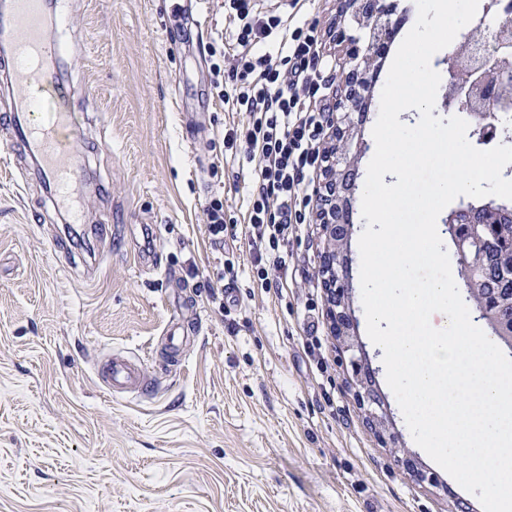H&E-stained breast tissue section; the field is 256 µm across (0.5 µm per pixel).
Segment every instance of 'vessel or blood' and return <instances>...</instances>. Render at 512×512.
Returning <instances> with one entry per match:
<instances>
[{"label": "vessel or blood", "instance_id": "obj_1", "mask_svg": "<svg viewBox=\"0 0 512 512\" xmlns=\"http://www.w3.org/2000/svg\"><path fill=\"white\" fill-rule=\"evenodd\" d=\"M49 10V0H0V59L5 62L0 71L8 88L0 125L11 131V147L35 157L53 186L56 206L79 223L83 211L75 184L85 142L71 87L56 65L61 48L46 35ZM99 381L110 394L127 388L144 395L153 391L141 361L129 357L108 359Z\"/></svg>", "mask_w": 512, "mask_h": 512}]
</instances>
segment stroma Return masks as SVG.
<instances>
[{
	"label": "stroma",
	"instance_id": "stroma-1",
	"mask_svg": "<svg viewBox=\"0 0 512 512\" xmlns=\"http://www.w3.org/2000/svg\"><path fill=\"white\" fill-rule=\"evenodd\" d=\"M336 16L337 0H304L293 23L338 66ZM48 33L88 116L84 221L0 157V512H483L414 442L356 289L389 419L438 486L376 441L328 330L313 219L269 272L280 291L255 284L246 239L211 243L207 200L223 193L243 224L251 185L223 142L249 115L210 87L209 47L235 33L219 0H61ZM173 318L189 338L177 362ZM113 353L144 359L155 397L103 394Z\"/></svg>",
	"mask_w": 512,
	"mask_h": 512
}]
</instances>
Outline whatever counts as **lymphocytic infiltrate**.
Wrapping results in <instances>:
<instances>
[{"label":"lymphocytic infiltrate","mask_w":512,"mask_h":512,"mask_svg":"<svg viewBox=\"0 0 512 512\" xmlns=\"http://www.w3.org/2000/svg\"><path fill=\"white\" fill-rule=\"evenodd\" d=\"M237 22L236 51L225 56L222 46L210 48L212 87L218 99L250 121L239 135V147L254 161L247 209L248 242L255 273L270 287L265 254L277 253L304 222L302 206L306 171L319 158L324 137L323 115L310 109L328 62L318 40L302 27H291L288 13H258L255 0H226ZM275 39L280 59L263 49Z\"/></svg>","instance_id":"obj_1"}]
</instances>
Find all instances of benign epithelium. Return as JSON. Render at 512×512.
Listing matches in <instances>:
<instances>
[{
    "instance_id": "7a95c632",
    "label": "benign epithelium",
    "mask_w": 512,
    "mask_h": 512,
    "mask_svg": "<svg viewBox=\"0 0 512 512\" xmlns=\"http://www.w3.org/2000/svg\"><path fill=\"white\" fill-rule=\"evenodd\" d=\"M390 0H338V20L333 41L345 49L339 88L333 96L326 121L323 166L315 193V221L320 225L323 249L318 275L323 289L330 336L349 354L354 397L364 410L377 440L398 448L399 436L388 424L386 408L377 389L368 360L356 332L350 308V264L348 248L353 221L351 197L356 187L358 162L363 153L357 141L364 103L376 83V63L400 21L393 18ZM441 107L461 110L482 120L480 140H488L487 128L497 114L512 109V38L503 30L488 35L467 26L461 46L453 53L447 70ZM505 205L494 198L475 206L465 202L452 210L446 224H497ZM397 462L418 483L438 485L436 476L418 466L411 455Z\"/></svg>"
}]
</instances>
